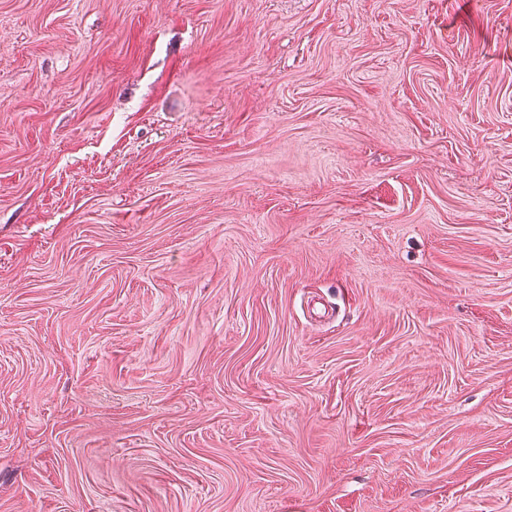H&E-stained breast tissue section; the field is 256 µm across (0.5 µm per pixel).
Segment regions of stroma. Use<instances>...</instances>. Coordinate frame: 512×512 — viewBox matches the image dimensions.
Masks as SVG:
<instances>
[{"label": "stroma", "instance_id": "1", "mask_svg": "<svg viewBox=\"0 0 512 512\" xmlns=\"http://www.w3.org/2000/svg\"><path fill=\"white\" fill-rule=\"evenodd\" d=\"M0 512H512V0H0Z\"/></svg>", "mask_w": 512, "mask_h": 512}]
</instances>
